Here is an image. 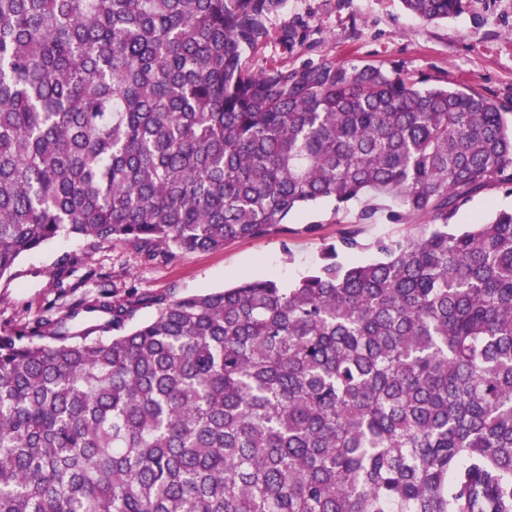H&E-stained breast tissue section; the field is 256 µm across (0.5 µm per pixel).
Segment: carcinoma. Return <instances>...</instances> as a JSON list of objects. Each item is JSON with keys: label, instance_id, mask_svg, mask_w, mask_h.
Returning <instances> with one entry per match:
<instances>
[{"label": "carcinoma", "instance_id": "carcinoma-1", "mask_svg": "<svg viewBox=\"0 0 512 512\" xmlns=\"http://www.w3.org/2000/svg\"><path fill=\"white\" fill-rule=\"evenodd\" d=\"M282 2L0 0V279L64 236L171 262L323 199L428 220L288 287L1 327L0 512H512V210L450 224L512 191V116L376 66L253 73ZM512 209V194L507 195L504 190L483 191L473 196L453 219L459 229L464 230L470 224L487 221L496 211Z\"/></svg>", "mask_w": 512, "mask_h": 512}]
</instances>
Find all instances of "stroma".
<instances>
[{
    "label": "stroma",
    "instance_id": "35a3bbf8",
    "mask_svg": "<svg viewBox=\"0 0 512 512\" xmlns=\"http://www.w3.org/2000/svg\"><path fill=\"white\" fill-rule=\"evenodd\" d=\"M268 28L267 40L246 53L251 71L292 69L327 60L349 67L401 69L430 85L479 91L512 110V0H464L460 14L440 22L413 16L401 0H284ZM370 204L378 212L374 222L360 227L365 248L340 253L342 264L379 260L376 241L422 232V225L388 219L389 198L363 196L342 211L335 201H319L290 212L280 231L192 252L168 263L145 262L132 243L92 248L86 239L62 237L25 255L14 279L0 280V325L34 318L54 301L63 308L78 304L103 288L121 301L134 294H199L253 279L288 285L321 265L325 248L338 243L343 230ZM501 209H512V194L483 191L454 221L465 229ZM309 224L317 225V232H306ZM67 253L79 256L77 273L89 275L90 280L59 299L49 286L50 274Z\"/></svg>",
    "mask_w": 512,
    "mask_h": 512
}]
</instances>
